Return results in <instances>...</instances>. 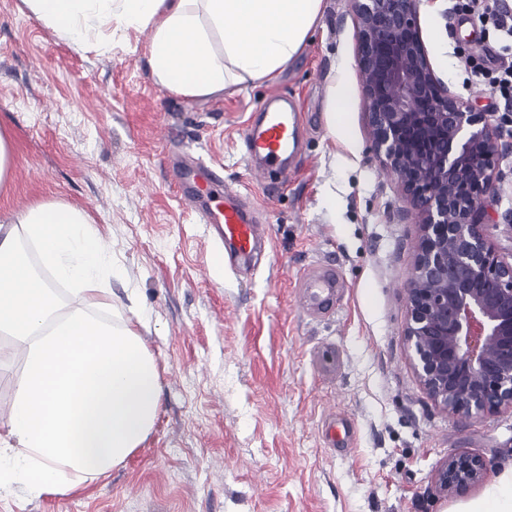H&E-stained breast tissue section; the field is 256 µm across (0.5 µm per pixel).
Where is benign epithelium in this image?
Segmentation results:
<instances>
[{
	"label": "benign epithelium",
	"instance_id": "obj_1",
	"mask_svg": "<svg viewBox=\"0 0 512 512\" xmlns=\"http://www.w3.org/2000/svg\"><path fill=\"white\" fill-rule=\"evenodd\" d=\"M365 112L383 166L419 217L404 335L431 399L461 418L512 411V253L482 215L500 199L512 116L476 112L436 75L420 35L422 0H350ZM482 455L437 474L453 495L483 483Z\"/></svg>",
	"mask_w": 512,
	"mask_h": 512
}]
</instances>
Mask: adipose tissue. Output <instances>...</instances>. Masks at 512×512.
<instances>
[{
    "label": "adipose tissue",
    "instance_id": "1",
    "mask_svg": "<svg viewBox=\"0 0 512 512\" xmlns=\"http://www.w3.org/2000/svg\"><path fill=\"white\" fill-rule=\"evenodd\" d=\"M62 41L107 45L113 28L148 29L155 79L188 98L270 79L306 44L323 0H23ZM0 231V334L11 336L25 372L0 436V494H66L105 475L147 439L160 405L156 363L136 331L137 305L115 324L107 282L120 278L103 240L75 208L38 203ZM68 287L67 301L20 253ZM448 512H512V468Z\"/></svg>",
    "mask_w": 512,
    "mask_h": 512
}]
</instances>
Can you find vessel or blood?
Segmentation results:
<instances>
[{"instance_id":"1","label":"vessel or blood","mask_w":512,"mask_h":512,"mask_svg":"<svg viewBox=\"0 0 512 512\" xmlns=\"http://www.w3.org/2000/svg\"><path fill=\"white\" fill-rule=\"evenodd\" d=\"M262 111L261 121L247 126L242 134L244 152L258 162L253 171L256 180L262 181L273 175L287 178L284 161L298 144L297 108L287 97L274 94L263 104ZM201 216L204 223L221 225L225 243L238 255L251 253L262 234L255 218L231 201L221 208L203 210ZM338 281L337 272L326 269L306 276L304 286L318 297L332 293Z\"/></svg>"}]
</instances>
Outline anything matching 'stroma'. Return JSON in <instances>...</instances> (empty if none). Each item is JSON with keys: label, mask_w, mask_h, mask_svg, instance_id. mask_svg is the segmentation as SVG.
<instances>
[{"label": "stroma", "mask_w": 512, "mask_h": 512, "mask_svg": "<svg viewBox=\"0 0 512 512\" xmlns=\"http://www.w3.org/2000/svg\"><path fill=\"white\" fill-rule=\"evenodd\" d=\"M455 0H423L419 27L436 74L477 111L466 86L474 37ZM149 31L117 29L109 47L59 40L23 6L0 0V128L13 141L0 223L40 202L83 211L149 317L161 407L120 466L65 496L18 488L0 512H447L434 476L448 456L482 454L487 482L512 467V412L460 419L434 403L404 336V285L420 232L397 179L375 154L355 62L349 0H323L301 53L270 81L185 98L152 76ZM347 87V111L335 90ZM277 92L303 113L294 174L257 184L241 146L255 107ZM203 159L237 191L263 238L228 262L215 227L181 200L177 181ZM337 270L331 308H307L301 282ZM322 348L337 371L314 364ZM24 355L0 335V435Z\"/></svg>", "instance_id": "1"}]
</instances>
